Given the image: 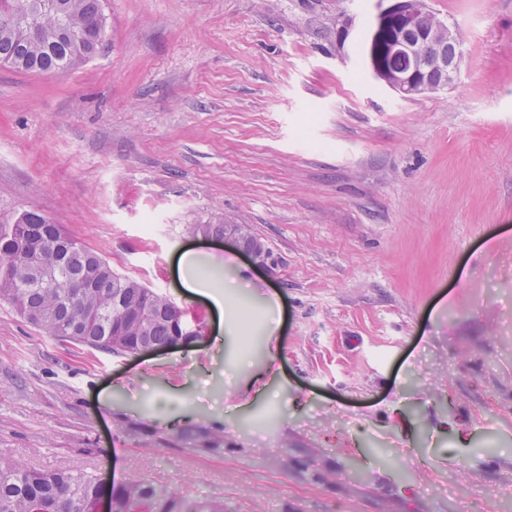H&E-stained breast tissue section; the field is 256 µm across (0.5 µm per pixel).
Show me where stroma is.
I'll return each mask as SVG.
<instances>
[{"mask_svg": "<svg viewBox=\"0 0 512 512\" xmlns=\"http://www.w3.org/2000/svg\"><path fill=\"white\" fill-rule=\"evenodd\" d=\"M427 5L462 60L407 100L336 47L374 0H105L83 66H0V212L201 332L130 358L0 302L1 456L224 512H512V0ZM214 215L266 265L193 235ZM188 249L239 280L223 310L182 288Z\"/></svg>", "mask_w": 512, "mask_h": 512, "instance_id": "1", "label": "stroma"}]
</instances>
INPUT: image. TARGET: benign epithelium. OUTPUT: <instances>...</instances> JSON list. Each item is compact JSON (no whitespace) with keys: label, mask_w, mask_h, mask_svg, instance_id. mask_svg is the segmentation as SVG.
Segmentation results:
<instances>
[{"label":"benign epithelium","mask_w":512,"mask_h":512,"mask_svg":"<svg viewBox=\"0 0 512 512\" xmlns=\"http://www.w3.org/2000/svg\"><path fill=\"white\" fill-rule=\"evenodd\" d=\"M380 6L370 21L361 47L372 75L402 98H413L448 88L455 79L461 52L453 55L446 48L460 43L457 30L435 18L426 0H378ZM353 19L344 14L336 21V45L340 48L352 34ZM224 239L241 247L262 263L265 245L249 239L242 224L224 225ZM15 255L31 273L48 282L55 270L37 263L33 249L24 246V231L15 228Z\"/></svg>","instance_id":"7a95c632"}]
</instances>
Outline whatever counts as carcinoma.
Returning a JSON list of instances; mask_svg holds the SVG:
<instances>
[{
	"label": "carcinoma",
	"instance_id": "1",
	"mask_svg": "<svg viewBox=\"0 0 512 512\" xmlns=\"http://www.w3.org/2000/svg\"><path fill=\"white\" fill-rule=\"evenodd\" d=\"M0 64L25 73L52 75L81 66L107 45L104 0H0ZM34 243L58 245L67 236L54 220L31 208L0 216V301L11 304L46 335L93 349L128 354L148 342L168 347L181 337L184 314L167 296L112 270L76 240L55 249V281L35 286L20 273L10 251L16 223ZM98 478L70 470L46 471L0 458V512H26L36 498L41 512H93ZM113 512H224V501L188 499L175 489L141 478L112 488Z\"/></svg>",
	"mask_w": 512,
	"mask_h": 512
}]
</instances>
